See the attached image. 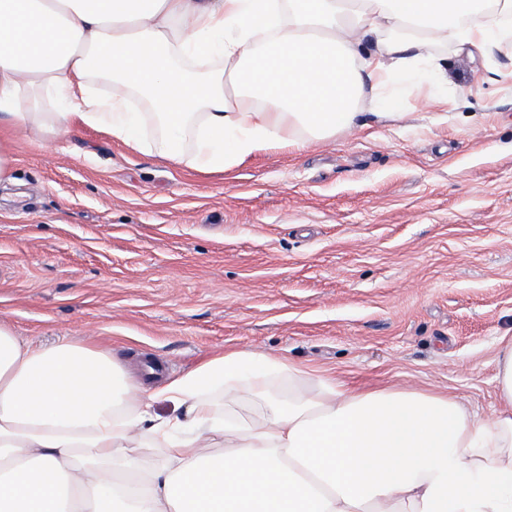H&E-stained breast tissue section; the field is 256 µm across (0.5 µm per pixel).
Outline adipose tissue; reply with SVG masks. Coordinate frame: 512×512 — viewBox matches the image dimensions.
<instances>
[{"instance_id": "ef3b65f1", "label": "adipose tissue", "mask_w": 512, "mask_h": 512, "mask_svg": "<svg viewBox=\"0 0 512 512\" xmlns=\"http://www.w3.org/2000/svg\"><path fill=\"white\" fill-rule=\"evenodd\" d=\"M427 35L489 58L512 41V0H0V183L7 135L28 126L56 139L78 119L148 151L136 95L163 156L192 170L329 139L364 96L387 111L383 90L443 81L416 51ZM305 376L234 351L152 391L82 344L36 348L0 324V512H512V340L488 421L448 394L329 376L277 400V380ZM144 445L162 451L148 470L130 454Z\"/></svg>"}]
</instances>
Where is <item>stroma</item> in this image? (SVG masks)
I'll list each match as a JSON object with an SVG mask.
<instances>
[{
  "label": "stroma",
  "instance_id": "1",
  "mask_svg": "<svg viewBox=\"0 0 512 512\" xmlns=\"http://www.w3.org/2000/svg\"><path fill=\"white\" fill-rule=\"evenodd\" d=\"M445 83L402 119L254 153L221 173L98 127L12 137L0 185V323L109 354L158 386L231 350L350 385L496 406L512 338V44L490 62L426 40Z\"/></svg>",
  "mask_w": 512,
  "mask_h": 512
}]
</instances>
